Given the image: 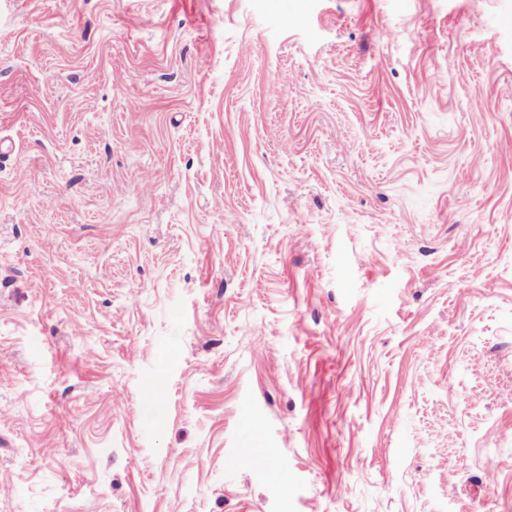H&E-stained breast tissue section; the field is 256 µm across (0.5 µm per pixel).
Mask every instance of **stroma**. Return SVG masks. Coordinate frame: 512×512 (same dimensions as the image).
<instances>
[{"label": "stroma", "mask_w": 512, "mask_h": 512, "mask_svg": "<svg viewBox=\"0 0 512 512\" xmlns=\"http://www.w3.org/2000/svg\"><path fill=\"white\" fill-rule=\"evenodd\" d=\"M0 139V512H512V0H0Z\"/></svg>", "instance_id": "35a3bbf8"}]
</instances>
